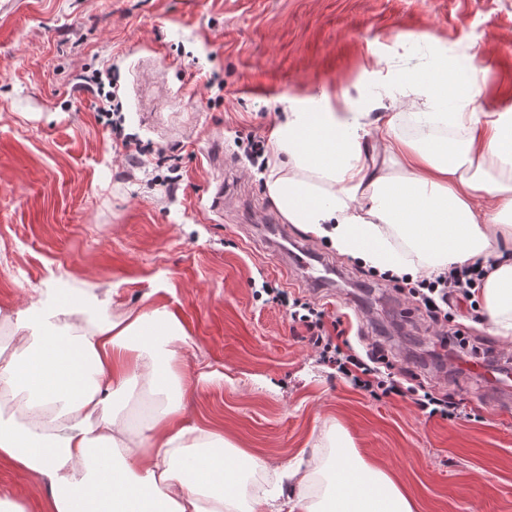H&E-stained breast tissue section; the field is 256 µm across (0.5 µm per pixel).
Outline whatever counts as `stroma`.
<instances>
[{"mask_svg":"<svg viewBox=\"0 0 512 512\" xmlns=\"http://www.w3.org/2000/svg\"><path fill=\"white\" fill-rule=\"evenodd\" d=\"M425 33L459 65L488 54L485 108L512 107V0H0V340L8 313L86 288L117 313L166 307L188 333L190 414L250 454L283 463L306 447L323 469L337 423L418 512H512V402L486 398L471 370L478 355L505 370L512 343L466 302L429 331L408 293L297 226L280 233L247 155L279 121L276 99L325 91L346 106L386 75L397 36L427 57ZM297 246L312 269L286 267ZM265 282L328 319L349 312L356 351L381 340L394 369L450 391L466 417L354 388L286 308L255 297Z\"/></svg>","mask_w":512,"mask_h":512,"instance_id":"obj_1","label":"stroma"}]
</instances>
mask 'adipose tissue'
<instances>
[{
  "mask_svg": "<svg viewBox=\"0 0 512 512\" xmlns=\"http://www.w3.org/2000/svg\"><path fill=\"white\" fill-rule=\"evenodd\" d=\"M486 70L436 49L423 67L402 55L386 96L347 112L325 93L283 96L264 186L288 223L377 273L415 282L479 265L485 329L511 343L512 109L485 111ZM185 336L166 308L113 315L93 293L27 305L0 342V464L45 482V512H417L341 425L317 474L191 419ZM245 462L270 489L241 506L230 489Z\"/></svg>",
  "mask_w": 512,
  "mask_h": 512,
  "instance_id": "1",
  "label": "adipose tissue"
}]
</instances>
